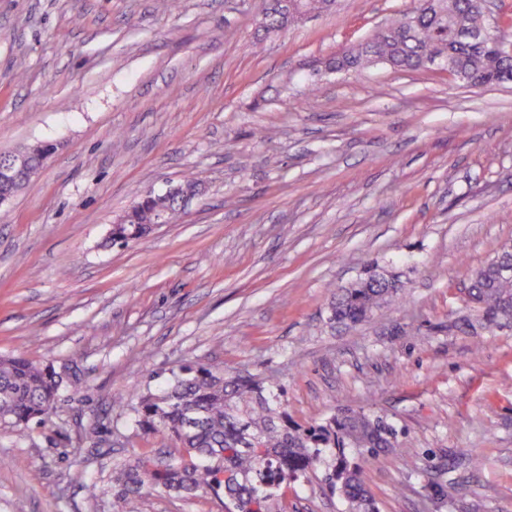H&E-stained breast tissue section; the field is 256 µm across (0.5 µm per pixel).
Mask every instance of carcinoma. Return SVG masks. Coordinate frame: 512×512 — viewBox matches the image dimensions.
Returning <instances> with one entry per match:
<instances>
[{"instance_id": "cac0c4a2", "label": "carcinoma", "mask_w": 512, "mask_h": 512, "mask_svg": "<svg viewBox=\"0 0 512 512\" xmlns=\"http://www.w3.org/2000/svg\"><path fill=\"white\" fill-rule=\"evenodd\" d=\"M296 6L269 7L260 27L282 29L302 16L331 9L335 0H292ZM425 3L385 25L361 47L337 57L340 70L384 62L397 70H416L446 55L454 77L497 84L512 80V57L499 54L489 40L475 39L484 18L477 0ZM167 219L177 204L160 199L134 209L130 223L112 225L110 241L126 246L151 233L160 207ZM512 263L505 244L474 271L469 294L490 324L512 321V279L499 266ZM399 294L397 288L361 283L335 294L331 319L358 324ZM61 382L53 367L23 357H0V424L15 432L45 423L57 408ZM284 390L260 375L230 374L205 364L180 369L157 393L146 391L131 406L132 419L145 432L175 442L183 453L161 460L149 453L121 465L112 476L113 494L132 501L145 491L182 497L224 493L227 512H273L275 497L290 484L322 473V482L339 496L346 512H377L364 463L401 447L396 430L382 429L376 417L343 409L321 423L302 425L289 415Z\"/></svg>"}]
</instances>
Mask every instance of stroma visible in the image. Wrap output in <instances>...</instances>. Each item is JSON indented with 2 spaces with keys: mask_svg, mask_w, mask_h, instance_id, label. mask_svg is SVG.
Returning <instances> with one entry per match:
<instances>
[{
  "mask_svg": "<svg viewBox=\"0 0 512 512\" xmlns=\"http://www.w3.org/2000/svg\"><path fill=\"white\" fill-rule=\"evenodd\" d=\"M416 4L337 0L264 34L263 0H0V151L59 146L0 207V356L63 382L47 424L0 429V512H125L113 468L163 442L114 402L193 364L275 377L301 424L385 417L410 455L366 463L378 512H512V327L464 302L512 244V83L331 65ZM189 174L173 223L110 243ZM368 269L401 298L331 322ZM281 512L345 506L312 477Z\"/></svg>",
  "mask_w": 512,
  "mask_h": 512,
  "instance_id": "stroma-1",
  "label": "stroma"
}]
</instances>
